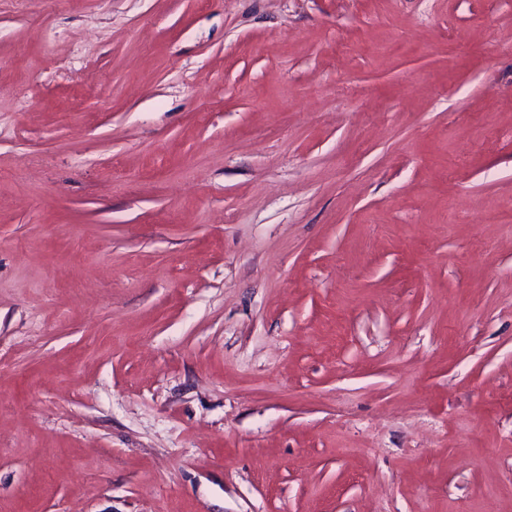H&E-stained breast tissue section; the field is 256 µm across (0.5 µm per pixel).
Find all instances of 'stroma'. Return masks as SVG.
Returning a JSON list of instances; mask_svg holds the SVG:
<instances>
[{"instance_id": "obj_1", "label": "stroma", "mask_w": 512, "mask_h": 512, "mask_svg": "<svg viewBox=\"0 0 512 512\" xmlns=\"http://www.w3.org/2000/svg\"><path fill=\"white\" fill-rule=\"evenodd\" d=\"M0 512H512V0H0Z\"/></svg>"}]
</instances>
